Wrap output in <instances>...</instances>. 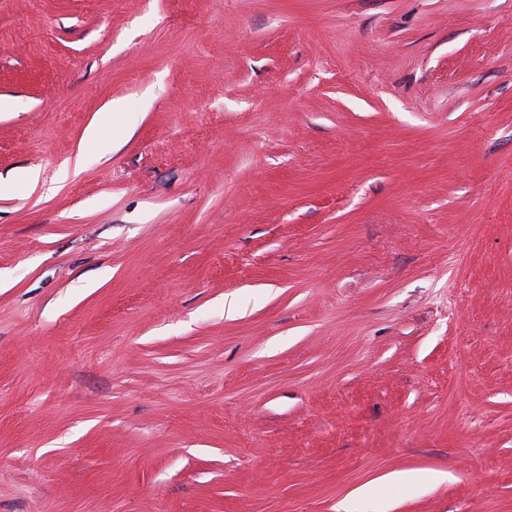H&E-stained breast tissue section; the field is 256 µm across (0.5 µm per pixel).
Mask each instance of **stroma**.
<instances>
[{"instance_id": "stroma-1", "label": "stroma", "mask_w": 512, "mask_h": 512, "mask_svg": "<svg viewBox=\"0 0 512 512\" xmlns=\"http://www.w3.org/2000/svg\"><path fill=\"white\" fill-rule=\"evenodd\" d=\"M26 169L0 512H512V0H0Z\"/></svg>"}]
</instances>
